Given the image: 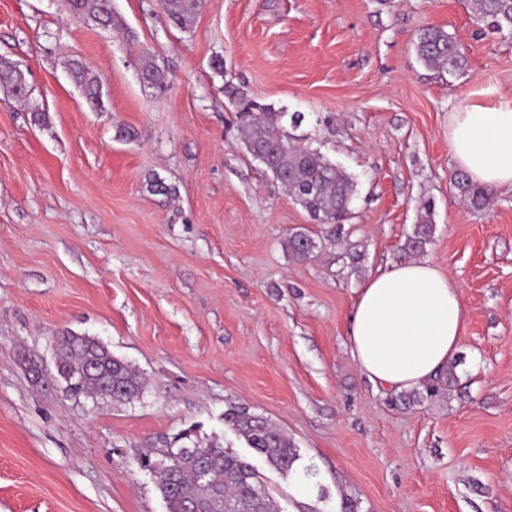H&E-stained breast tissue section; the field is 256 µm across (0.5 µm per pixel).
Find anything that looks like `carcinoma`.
<instances>
[{"label":"carcinoma","mask_w":512,"mask_h":512,"mask_svg":"<svg viewBox=\"0 0 512 512\" xmlns=\"http://www.w3.org/2000/svg\"><path fill=\"white\" fill-rule=\"evenodd\" d=\"M474 4L475 12L487 23L489 30L512 31V0H474ZM63 6L71 16L94 19L96 24L123 31L128 41H135L133 32L112 8V0H63ZM202 7L203 0H162L168 21L182 31L190 30ZM415 50L421 63L431 70L455 72L463 70L467 64L455 38L439 27L422 30L417 36ZM72 70L89 103L97 109L103 108L98 77L77 60L72 62ZM139 73L142 82L151 88L162 90L168 85L165 71L152 60L148 51L141 54ZM0 83L17 99L24 101L30 97L18 87L17 74L6 61L0 63ZM224 93L239 108L249 153L271 172L296 204L317 223L327 227L326 240L334 244L352 213L354 179L318 151L296 143V138L283 129L280 113L258 105L235 85H225ZM461 189L471 208L481 210L490 205L491 194L486 188L464 181ZM433 231L430 211L427 210L420 215L419 224L404 242L403 254L423 252ZM288 247L296 259L304 260L313 254L318 244L300 232L289 238ZM55 342L56 374L61 379L72 381V385L67 387L68 392L104 400L102 384L108 381L113 387L128 392L126 400L140 397L143 388L140 374L129 364L114 358L97 340L63 332L55 337ZM90 359L96 361L98 374L84 378L82 372ZM224 421L237 431L248 447L265 457L284 476L294 472L297 454L281 430L240 407L226 410ZM211 451L215 464L210 481L224 492L225 501L236 505L240 512H278L275 501L265 490L257 469L250 461L220 446H211ZM155 468L168 512H185L187 501L196 496L192 458L185 455L176 461L158 463Z\"/></svg>","instance_id":"cac0c4a2"}]
</instances>
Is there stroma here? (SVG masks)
I'll return each mask as SVG.
<instances>
[{
    "instance_id": "obj_1",
    "label": "stroma",
    "mask_w": 512,
    "mask_h": 512,
    "mask_svg": "<svg viewBox=\"0 0 512 512\" xmlns=\"http://www.w3.org/2000/svg\"><path fill=\"white\" fill-rule=\"evenodd\" d=\"M113 6L136 43L62 0H0V59L32 88L0 89V512H168L139 461L189 428L252 462L280 512H512V192L470 208L448 151L472 93L512 98V34L466 0H205L186 32L159 0ZM429 26L465 70L419 62ZM144 49L163 92L139 79ZM73 59L101 78L102 110ZM229 83L304 113L293 136L354 178L339 244L293 257L291 234L323 227L247 152ZM157 177L174 197L150 192ZM424 201L422 257L466 322L447 389L410 402L368 380L347 324L364 283L403 263ZM66 331L137 370L140 399L35 386L23 358L53 367ZM234 406L288 437L297 474L248 448Z\"/></svg>"
}]
</instances>
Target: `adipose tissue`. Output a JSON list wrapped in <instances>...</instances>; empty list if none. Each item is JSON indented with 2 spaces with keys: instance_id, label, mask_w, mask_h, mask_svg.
Here are the masks:
<instances>
[{
  "instance_id": "obj_1",
  "label": "adipose tissue",
  "mask_w": 512,
  "mask_h": 512,
  "mask_svg": "<svg viewBox=\"0 0 512 512\" xmlns=\"http://www.w3.org/2000/svg\"><path fill=\"white\" fill-rule=\"evenodd\" d=\"M448 150L477 184L512 190V100L483 92L448 117ZM465 321L461 291L428 261L394 266L360 288L349 318L351 353L376 386L404 391L455 357Z\"/></svg>"
}]
</instances>
